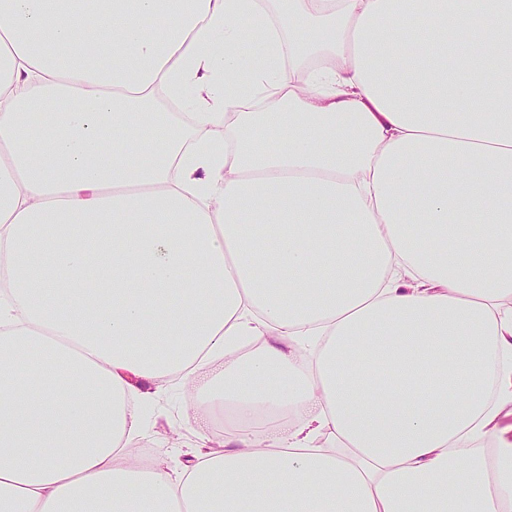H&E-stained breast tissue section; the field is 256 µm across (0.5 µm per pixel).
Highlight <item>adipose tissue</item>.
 Listing matches in <instances>:
<instances>
[{"label": "adipose tissue", "instance_id": "obj_1", "mask_svg": "<svg viewBox=\"0 0 512 512\" xmlns=\"http://www.w3.org/2000/svg\"><path fill=\"white\" fill-rule=\"evenodd\" d=\"M511 416L512 0H0V512H512ZM147 390L152 391V398L144 412L143 436L139 441L142 449L175 462L188 458L186 453L192 448L206 446L201 440L205 431L191 414V403L177 381Z\"/></svg>", "mask_w": 512, "mask_h": 512}]
</instances>
